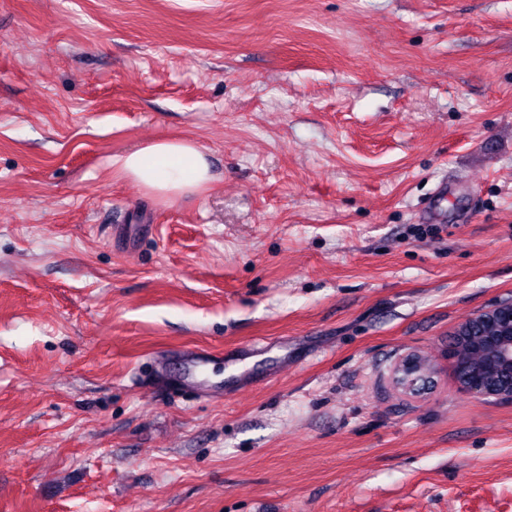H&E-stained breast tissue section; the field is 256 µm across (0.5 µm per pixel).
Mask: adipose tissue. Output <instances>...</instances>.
<instances>
[{
	"mask_svg": "<svg viewBox=\"0 0 512 512\" xmlns=\"http://www.w3.org/2000/svg\"><path fill=\"white\" fill-rule=\"evenodd\" d=\"M120 174L147 194L173 200L205 190L213 180L206 155L184 138H163L112 158Z\"/></svg>",
	"mask_w": 512,
	"mask_h": 512,
	"instance_id": "ef3b65f1",
	"label": "adipose tissue"
}]
</instances>
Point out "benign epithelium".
I'll list each match as a JSON object with an SVG mask.
<instances>
[{
    "label": "benign epithelium",
    "instance_id": "benign-epithelium-1",
    "mask_svg": "<svg viewBox=\"0 0 512 512\" xmlns=\"http://www.w3.org/2000/svg\"><path fill=\"white\" fill-rule=\"evenodd\" d=\"M467 321L486 326L489 336L485 337L484 349L469 357L460 353V338L449 346L459 384L477 398L512 399V301L499 302ZM395 383L410 394L429 384L420 372L417 356L410 355L397 365Z\"/></svg>",
    "mask_w": 512,
    "mask_h": 512
}]
</instances>
